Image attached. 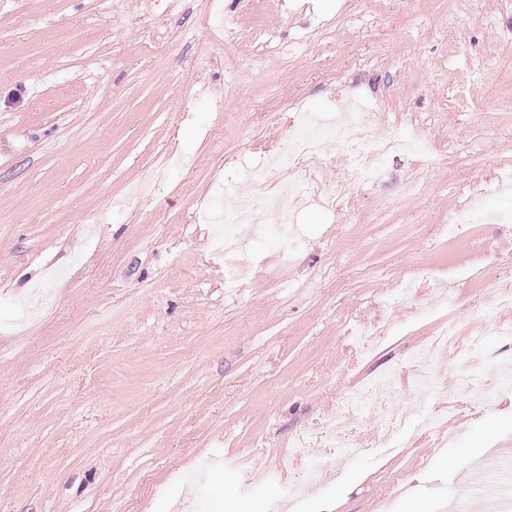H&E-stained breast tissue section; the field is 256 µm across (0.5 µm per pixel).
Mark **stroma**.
<instances>
[{"mask_svg": "<svg viewBox=\"0 0 512 512\" xmlns=\"http://www.w3.org/2000/svg\"><path fill=\"white\" fill-rule=\"evenodd\" d=\"M282 2L0 0V512H184L202 473L204 512H486L472 470L512 466V389L458 386L490 357L512 371V223L449 221L474 194L512 209V0ZM341 88L431 159H374L347 208L302 211L291 255L256 212L226 286L204 209ZM376 376L394 451L348 402ZM330 415L359 455L300 448Z\"/></svg>", "mask_w": 512, "mask_h": 512, "instance_id": "35a3bbf8", "label": "stroma"}]
</instances>
